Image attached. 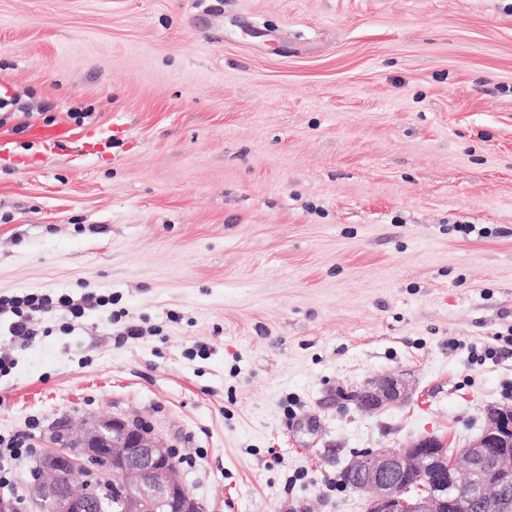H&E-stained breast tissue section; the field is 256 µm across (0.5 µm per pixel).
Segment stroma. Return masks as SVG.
Returning <instances> with one entry per match:
<instances>
[{
  "instance_id": "35a3bbf8",
  "label": "stroma",
  "mask_w": 512,
  "mask_h": 512,
  "mask_svg": "<svg viewBox=\"0 0 512 512\" xmlns=\"http://www.w3.org/2000/svg\"><path fill=\"white\" fill-rule=\"evenodd\" d=\"M1 97L0 297L112 298L0 335L16 500L116 416L204 512H366L355 452L512 403V0H0ZM408 384L402 375L387 373L370 380L359 392L350 395L351 400L368 411L400 403L408 398Z\"/></svg>"
}]
</instances>
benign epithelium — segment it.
<instances>
[{"instance_id": "benign-epithelium-1", "label": "benign epithelium", "mask_w": 512, "mask_h": 512, "mask_svg": "<svg viewBox=\"0 0 512 512\" xmlns=\"http://www.w3.org/2000/svg\"><path fill=\"white\" fill-rule=\"evenodd\" d=\"M351 398L375 411L407 399L408 384L387 373ZM77 472L89 479H62ZM344 472L366 502V512H462L467 503L479 506V512H512V406H486L482 432L454 456L439 439L424 437L407 448L360 451ZM413 473L423 476L426 486L409 499L406 481ZM114 500L120 512H160L169 502L178 512H203L170 449L150 428L118 418L100 419L76 436L61 438V446L46 453L31 486L33 512H107Z\"/></svg>"}]
</instances>
